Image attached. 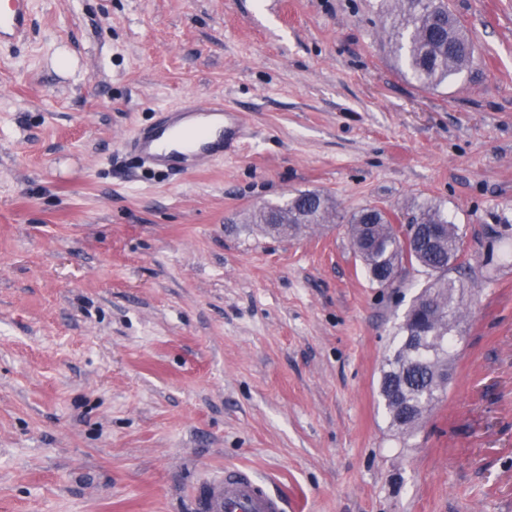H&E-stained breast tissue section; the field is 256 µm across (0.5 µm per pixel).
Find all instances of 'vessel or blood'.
Here are the masks:
<instances>
[{
    "instance_id": "1",
    "label": "vessel or blood",
    "mask_w": 512,
    "mask_h": 512,
    "mask_svg": "<svg viewBox=\"0 0 512 512\" xmlns=\"http://www.w3.org/2000/svg\"><path fill=\"white\" fill-rule=\"evenodd\" d=\"M29 0H0V39H25ZM243 138L238 115L222 104H186L161 110L154 126L131 134L126 147L144 164L163 171H187L209 158L234 152ZM197 512H288V501L243 466H228L207 483Z\"/></svg>"
}]
</instances>
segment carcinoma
Returning a JSON list of instances; mask_svg holds the SVG:
<instances>
[{"label":"carcinoma","instance_id":"carcinoma-1","mask_svg":"<svg viewBox=\"0 0 512 512\" xmlns=\"http://www.w3.org/2000/svg\"><path fill=\"white\" fill-rule=\"evenodd\" d=\"M390 13L394 18L388 42L423 85H441L473 63L476 46L449 11L448 0H394ZM335 218L336 210L328 197L299 191L281 203L256 208L250 223L268 234L286 237L290 229L297 231ZM408 223L419 225V231L406 242L393 219L378 208L361 209L348 221L352 246L372 281L381 285L382 273L406 264L421 268L428 277L398 326L399 343L385 357L380 379V395L390 425L403 435L421 426L445 392L455 360L452 330L462 314L467 288L463 280L449 276L463 242L448 215L427 204L412 213ZM436 224L441 225L442 234L432 243L430 230ZM367 231L376 242L372 247L363 244ZM421 313L430 316L436 331L425 333L422 342L414 343L408 334Z\"/></svg>","mask_w":512,"mask_h":512}]
</instances>
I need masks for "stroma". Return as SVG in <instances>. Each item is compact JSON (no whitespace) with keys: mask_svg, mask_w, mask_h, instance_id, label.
Returning <instances> with one entry per match:
<instances>
[{"mask_svg":"<svg viewBox=\"0 0 512 512\" xmlns=\"http://www.w3.org/2000/svg\"><path fill=\"white\" fill-rule=\"evenodd\" d=\"M381 0H31L0 42V512H196L243 465L288 512H512V0H448L478 62L437 88ZM224 100L244 144L185 176L122 143ZM311 190L338 221L247 217ZM432 204L471 291L452 378L389 424L425 277L373 284L347 216Z\"/></svg>","mask_w":512,"mask_h":512,"instance_id":"35a3bbf8","label":"stroma"}]
</instances>
